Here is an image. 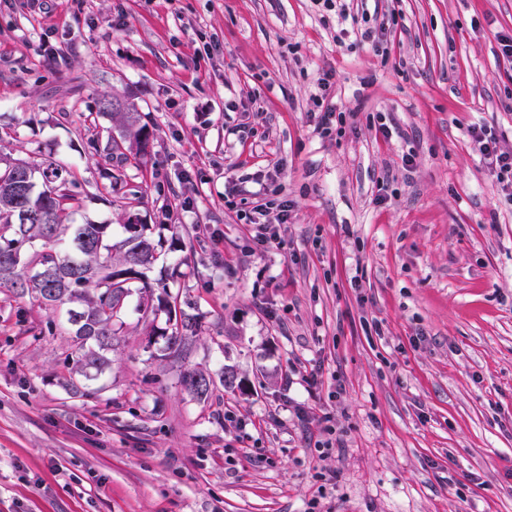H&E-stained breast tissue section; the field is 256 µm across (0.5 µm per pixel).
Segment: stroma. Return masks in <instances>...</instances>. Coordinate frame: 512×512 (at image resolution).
Here are the masks:
<instances>
[{"mask_svg":"<svg viewBox=\"0 0 512 512\" xmlns=\"http://www.w3.org/2000/svg\"><path fill=\"white\" fill-rule=\"evenodd\" d=\"M351 8L385 20L388 55L338 43L312 0H0L18 156L71 166L77 221L134 196L143 223L173 220L185 248L149 278L200 325L163 355L167 317L132 293L74 398L66 330L0 299V512H512V202L468 135L512 152V0ZM106 92L153 134L109 192L87 145ZM319 94L353 125L320 134ZM225 367L244 391L181 384ZM182 384L189 394L199 399L207 398L216 387L210 373L202 370H188L183 373Z\"/></svg>","mask_w":512,"mask_h":512,"instance_id":"stroma-1","label":"stroma"}]
</instances>
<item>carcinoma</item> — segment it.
<instances>
[{"instance_id":"carcinoma-1","label":"carcinoma","mask_w":512,"mask_h":512,"mask_svg":"<svg viewBox=\"0 0 512 512\" xmlns=\"http://www.w3.org/2000/svg\"><path fill=\"white\" fill-rule=\"evenodd\" d=\"M102 115L115 123L117 135L107 138L108 161L118 165L129 156L143 157L150 132L134 103L117 95L101 98ZM41 179L36 194L16 192V180ZM79 183L69 167L54 160H24L0 153V289L15 299L32 296L52 310L64 311L72 336L71 376L66 382L74 397H89L87 382L111 366L116 336L122 326L133 285L140 284V310L161 311L168 327L161 336L165 349L179 355L197 335V316L171 298L166 285L151 284L148 272L158 259L162 241L151 224L121 225L126 236L116 239L110 224L74 223L80 209ZM163 290L155 294L154 288ZM235 375L219 380L202 370L183 373L192 396L207 398L216 384L233 388Z\"/></svg>"}]
</instances>
